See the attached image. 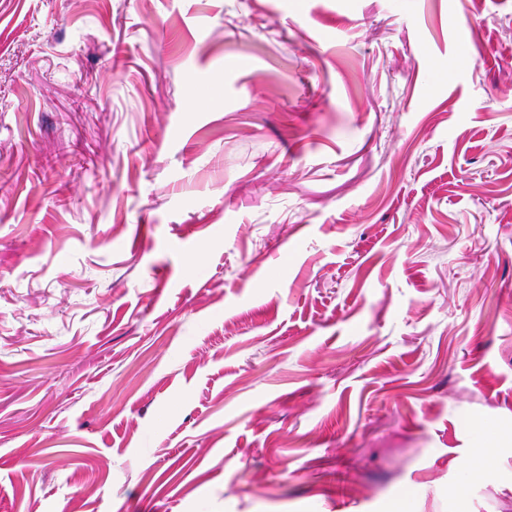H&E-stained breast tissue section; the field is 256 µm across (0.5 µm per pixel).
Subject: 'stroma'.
<instances>
[{"mask_svg": "<svg viewBox=\"0 0 512 512\" xmlns=\"http://www.w3.org/2000/svg\"><path fill=\"white\" fill-rule=\"evenodd\" d=\"M0 512H512V0H0Z\"/></svg>", "mask_w": 512, "mask_h": 512, "instance_id": "35a3bbf8", "label": "stroma"}]
</instances>
